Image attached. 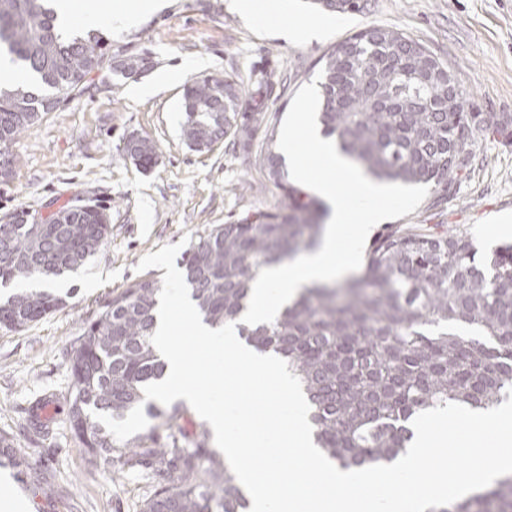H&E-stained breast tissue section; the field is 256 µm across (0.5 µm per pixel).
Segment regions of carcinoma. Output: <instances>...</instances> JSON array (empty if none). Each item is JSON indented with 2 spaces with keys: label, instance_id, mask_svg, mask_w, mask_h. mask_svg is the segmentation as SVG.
<instances>
[{
  "label": "carcinoma",
  "instance_id": "obj_1",
  "mask_svg": "<svg viewBox=\"0 0 512 512\" xmlns=\"http://www.w3.org/2000/svg\"><path fill=\"white\" fill-rule=\"evenodd\" d=\"M338 13H365L371 0H314ZM0 49L48 90L0 87V146H8L84 89L86 77L112 58L104 38L60 28L49 0H0ZM148 58L122 56L124 77L146 69ZM408 34L365 27L322 58L323 133L370 178L428 185L441 196L467 178L472 146L512 145V114L480 112L461 80ZM271 77L247 84L221 74L194 77L183 88V138L196 151L231 137L250 150L267 139L262 163L282 191L276 212L258 211L206 229L182 258L185 281L203 321L216 327L247 307L260 270L312 249L321 236L324 204L288 183L274 151L268 105ZM469 127L461 142L457 132ZM143 169L156 164V144L128 141ZM62 222L48 235L33 231L24 209L0 236V285L72 272L105 243L107 208L59 207ZM159 287L141 280L112 296L84 328L71 352L69 415L89 460L114 473L138 469L152 483L141 512H247L248 493L204 427H186L178 404L144 400L143 387L160 381L166 364L151 343ZM65 305L47 290L17 288L0 301V326L20 330ZM239 336L289 365L310 405L312 439L344 469L391 464L406 453L413 419L447 403L489 409L512 388V244L479 252L472 239L437 224H393L369 246L365 271L341 287L307 289L271 323L240 327ZM144 412L156 421L125 440L110 423ZM426 512H512V474L472 496Z\"/></svg>",
  "mask_w": 512,
  "mask_h": 512
}]
</instances>
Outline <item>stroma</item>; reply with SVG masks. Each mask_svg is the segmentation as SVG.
<instances>
[{
    "mask_svg": "<svg viewBox=\"0 0 512 512\" xmlns=\"http://www.w3.org/2000/svg\"><path fill=\"white\" fill-rule=\"evenodd\" d=\"M165 3L135 26L101 28L113 56L146 54V70L128 79L101 67L83 92L0 146V161L11 167L0 179V218L20 207L44 215L78 199L106 205L110 215L106 243L82 268L29 283L64 295L65 306L23 330L0 327V434L12 438L17 457L1 462L0 470L25 498L40 496L29 512H139L147 478L92 464L68 422L73 344L114 294L139 280H161L163 269L138 270L146 254L282 205L280 189L261 167L260 149L236 151L225 139L198 152L184 143L187 79L219 73L246 82L267 71L281 84L268 112L278 127L297 90L318 75L324 54L357 30L379 25L423 44L458 75L481 111L512 113V0H372L366 14H330L312 0H257L248 18L232 0ZM326 16L330 25L313 40L293 43L277 35L280 24ZM161 71L173 72L174 82L131 95V84L151 83ZM133 136L155 142L153 168L127 156L125 143ZM474 153V168L455 193L443 200L428 193L403 223L452 225L482 250L512 241L510 233L493 232L512 223V146L482 141ZM42 399L55 402L57 413L39 426L30 408Z\"/></svg>",
    "mask_w": 512,
    "mask_h": 512,
    "instance_id": "stroma-1",
    "label": "stroma"
}]
</instances>
